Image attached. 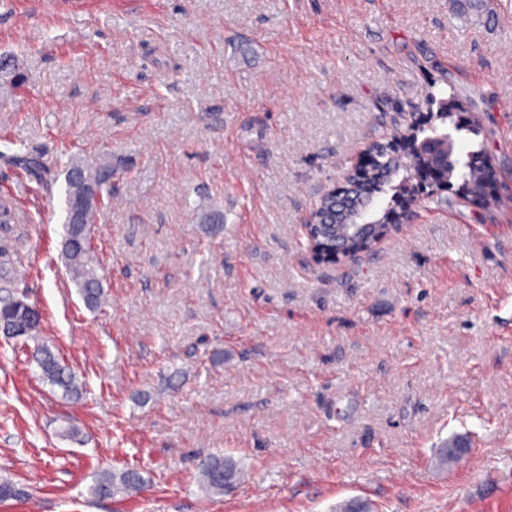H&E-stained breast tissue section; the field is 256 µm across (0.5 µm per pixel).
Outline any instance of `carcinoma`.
<instances>
[{"label": "carcinoma", "mask_w": 512, "mask_h": 512, "mask_svg": "<svg viewBox=\"0 0 512 512\" xmlns=\"http://www.w3.org/2000/svg\"><path fill=\"white\" fill-rule=\"evenodd\" d=\"M22 74L16 60L0 58V87L8 89L18 85ZM17 161L36 177L46 170L45 163L32 155H20ZM448 167L461 180L460 186L467 198L485 201L489 197L488 181L492 178L490 167L485 161L483 143L460 158L448 155ZM66 174V224L64 237V262L66 273L74 284L85 305L95 310L101 306L105 291L97 272L98 266L91 247V227L96 223L102 210L112 203V188L108 179L109 166L90 162L76 156L69 157L64 165ZM403 168L387 158L373 166L364 178L361 187L349 195L347 201V223L355 224L366 220L372 209L374 197L387 190L398 191L401 185L393 184ZM11 225L0 223V291L13 287L15 273L6 267L10 252ZM15 297H0V314L21 321L24 325V341L33 342L37 365L41 377L53 387L62 390L63 396L79 401L86 393V385L70 367L45 344L40 336L42 315L40 311L23 312L14 304ZM465 449L453 441L438 451L442 466L459 460ZM244 477L240 464L222 456H214L200 463L199 486L209 497L221 496L224 490L241 482ZM144 477L136 468L107 471L98 475L88 489L92 498L105 499L117 495H129L142 491ZM28 491L12 479L0 476V503L18 500Z\"/></svg>", "instance_id": "carcinoma-1"}]
</instances>
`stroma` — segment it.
<instances>
[{
    "instance_id": "35a3bbf8",
    "label": "stroma",
    "mask_w": 512,
    "mask_h": 512,
    "mask_svg": "<svg viewBox=\"0 0 512 512\" xmlns=\"http://www.w3.org/2000/svg\"><path fill=\"white\" fill-rule=\"evenodd\" d=\"M5 54L14 293L87 393L0 336V476L31 494L0 512H512V210L449 189L356 265L301 229L394 116L434 123L432 92L512 197V0H0ZM64 148L112 164L98 310L61 261ZM457 436L479 471L437 465ZM219 453L246 477L207 500ZM126 467L138 496L89 498Z\"/></svg>"
}]
</instances>
